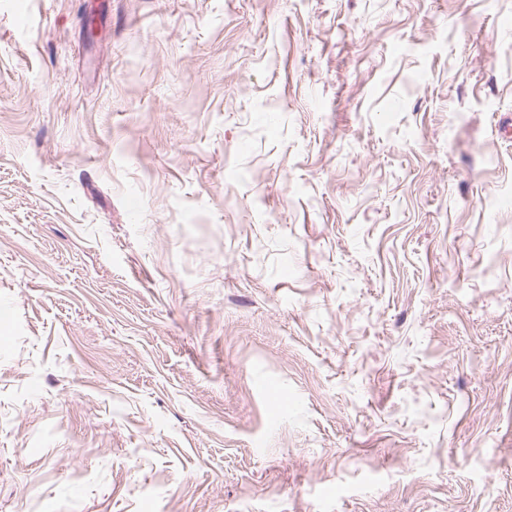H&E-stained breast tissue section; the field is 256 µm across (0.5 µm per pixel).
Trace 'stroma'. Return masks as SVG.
I'll return each mask as SVG.
<instances>
[{
  "mask_svg": "<svg viewBox=\"0 0 512 512\" xmlns=\"http://www.w3.org/2000/svg\"><path fill=\"white\" fill-rule=\"evenodd\" d=\"M504 121L512 0H0V512H512Z\"/></svg>",
  "mask_w": 512,
  "mask_h": 512,
  "instance_id": "obj_1",
  "label": "stroma"
}]
</instances>
